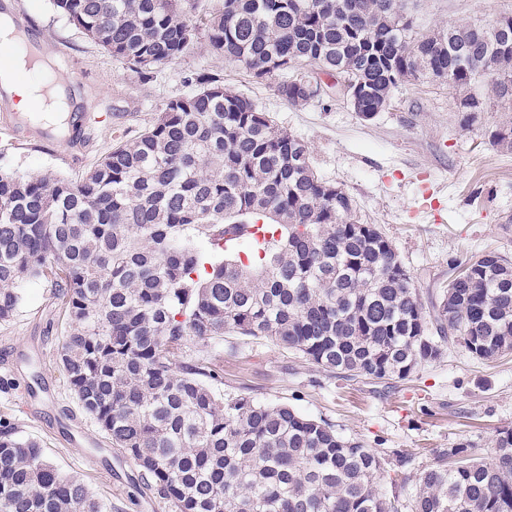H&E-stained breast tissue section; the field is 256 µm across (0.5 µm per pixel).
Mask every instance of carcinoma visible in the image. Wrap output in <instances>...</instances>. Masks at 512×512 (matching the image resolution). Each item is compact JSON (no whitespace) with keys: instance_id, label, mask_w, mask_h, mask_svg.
<instances>
[{"instance_id":"1","label":"carcinoma","mask_w":512,"mask_h":512,"mask_svg":"<svg viewBox=\"0 0 512 512\" xmlns=\"http://www.w3.org/2000/svg\"><path fill=\"white\" fill-rule=\"evenodd\" d=\"M76 29L141 75L185 56L199 34L257 80L314 98L294 64L341 69L361 115L402 81L448 84L466 119L512 111V15L416 31L398 0H53ZM169 100L136 137L73 181L0 171V321L20 284L47 279L69 324L59 363L82 410L132 458L171 512H512V428L488 461L461 439L415 473L286 404L224 396L217 363L182 361L187 340L228 333L301 354L334 378L385 388L443 355L512 351V256L448 266L425 306L392 242L321 179L308 146L218 74ZM512 150V125L489 133ZM255 232L231 245L224 235ZM266 235L258 240L256 234ZM38 442L0 429V512H111Z\"/></svg>"}]
</instances>
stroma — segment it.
Masks as SVG:
<instances>
[{
    "mask_svg": "<svg viewBox=\"0 0 512 512\" xmlns=\"http://www.w3.org/2000/svg\"><path fill=\"white\" fill-rule=\"evenodd\" d=\"M401 3L422 33L512 14V0ZM7 7L26 12L55 65L76 71L69 100L100 121L77 144L36 131L18 143L0 139L1 170L80 179L113 144L137 136L169 99L191 92L198 75L218 74L306 143L317 174L352 198L361 223L379 225L392 240L423 301L447 281L450 259L494 248L512 254V151L493 147L485 135L512 122V112L494 106L464 123L447 83L426 80L399 84L389 105L369 119L332 88L294 106L278 93L276 79L256 80L202 44L143 76L70 25L52 0H7ZM21 295L12 319L0 322V421L17 437L38 440L48 460L83 480L112 512H170L138 465L112 449L73 399L59 365L68 324L54 288L32 280ZM207 353L219 361L225 395L294 406L367 447L411 454L416 471L461 438L491 458L497 429L512 427V353L482 362L448 344L441 359L388 392L338 381L266 340L192 338L183 357Z\"/></svg>",
    "mask_w": 512,
    "mask_h": 512,
    "instance_id": "obj_1",
    "label": "stroma"
}]
</instances>
